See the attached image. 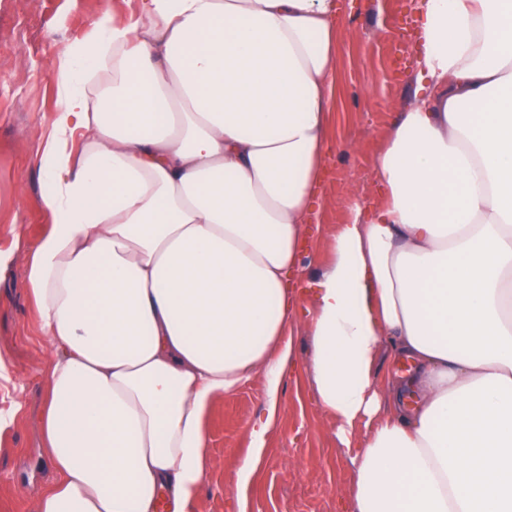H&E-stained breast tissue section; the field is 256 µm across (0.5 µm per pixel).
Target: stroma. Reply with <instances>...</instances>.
Here are the masks:
<instances>
[{"label":"stroma","instance_id":"obj_1","mask_svg":"<svg viewBox=\"0 0 512 512\" xmlns=\"http://www.w3.org/2000/svg\"><path fill=\"white\" fill-rule=\"evenodd\" d=\"M333 91L330 174L308 227L307 282L333 256L349 207L380 201L372 174L411 93L415 0H341ZM137 0H0V512H35L53 478L40 426L48 389V347L26 284L31 255L51 226L41 199L39 162L60 108L56 72L74 35L103 10L124 20ZM308 318L294 326L298 359L286 373L283 412L247 490V512H345L353 476L336 421L318 404L306 369ZM255 379L215 402L206 418L211 463L195 512H237L235 472L248 429L264 414Z\"/></svg>","mask_w":512,"mask_h":512}]
</instances>
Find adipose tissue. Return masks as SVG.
Masks as SVG:
<instances>
[{
	"label": "adipose tissue",
	"instance_id": "adipose-tissue-1",
	"mask_svg": "<svg viewBox=\"0 0 512 512\" xmlns=\"http://www.w3.org/2000/svg\"><path fill=\"white\" fill-rule=\"evenodd\" d=\"M414 87L308 310L350 512H512V0H417ZM339 0H140L63 52L27 270L56 479L37 512H193L254 377L249 486L295 359ZM110 84L88 93L99 70ZM415 364L379 377L381 356ZM361 447H353L355 434Z\"/></svg>",
	"mask_w": 512,
	"mask_h": 512
}]
</instances>
